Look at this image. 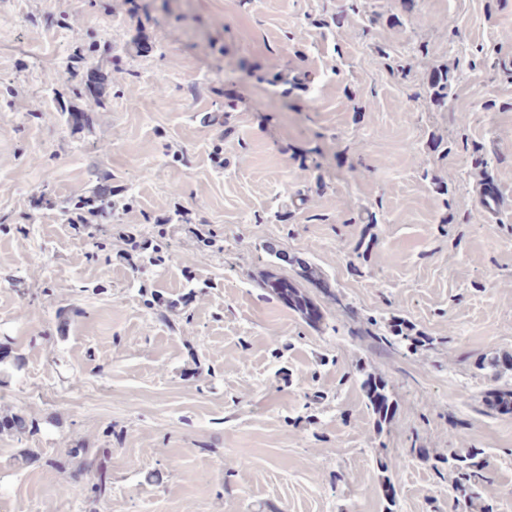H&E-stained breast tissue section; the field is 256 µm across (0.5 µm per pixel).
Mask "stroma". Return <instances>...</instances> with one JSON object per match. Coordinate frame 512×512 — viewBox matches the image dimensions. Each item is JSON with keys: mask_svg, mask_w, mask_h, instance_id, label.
<instances>
[{"mask_svg": "<svg viewBox=\"0 0 512 512\" xmlns=\"http://www.w3.org/2000/svg\"><path fill=\"white\" fill-rule=\"evenodd\" d=\"M99 172L114 207L76 233ZM162 228V266L123 260ZM304 266L319 330L259 286ZM380 316L429 346L351 336ZM1 346L0 414L38 429L0 435V512H507L485 398L512 371L480 364L512 357V0H0ZM78 442L112 450L104 502ZM456 448L485 451L474 494ZM361 385L367 399L366 406L375 416L377 426L381 428L392 419L395 411V403L387 390L388 382L368 374ZM37 431V426L33 421H28L19 414H5L0 417V433L22 442Z\"/></svg>", "mask_w": 512, "mask_h": 512, "instance_id": "obj_1", "label": "stroma"}]
</instances>
